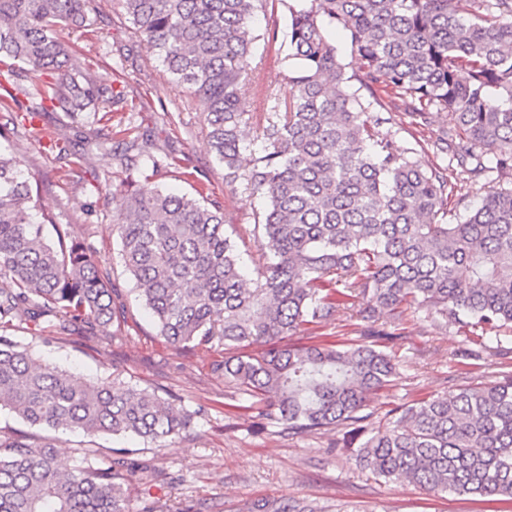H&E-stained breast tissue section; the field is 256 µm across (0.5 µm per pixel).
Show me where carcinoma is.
Segmentation results:
<instances>
[{"mask_svg": "<svg viewBox=\"0 0 512 512\" xmlns=\"http://www.w3.org/2000/svg\"><path fill=\"white\" fill-rule=\"evenodd\" d=\"M269 0H124L135 33L157 52L175 86L197 101L224 184L245 180L266 198L255 233L264 250L257 279L241 272L224 234V207L149 181L127 183L115 228L125 271L174 346L219 345L212 372L246 395L257 426L296 433L364 430L365 395L395 381L398 363L369 329L363 342L290 343L306 323L349 312L373 323L406 304L474 328L512 327V188H486L512 169V0H277L288 42L287 89L267 93L260 155L242 171L240 137L257 60L253 19ZM91 0H0V90L35 74L46 89L24 109L90 118V105L124 100L86 78L57 27H83ZM347 34L363 63L351 89L336 46ZM423 118L450 111L454 126L434 147L469 175L477 204L448 222V176L423 168L379 130L390 108L381 94ZM0 125V409L44 431L88 437L134 434L159 450L193 414L116 373L112 385L41 363L12 330L65 340L78 331L113 339L122 315L98 263L67 228L58 245L44 224L20 161ZM125 166L169 159L150 139L114 152ZM268 344L260 353L254 345ZM367 433L355 462L387 482L434 493L512 500V376L431 395ZM57 467L53 439L0 434V512H128L124 473L142 485L151 465L118 449ZM251 512H316L284 498Z\"/></svg>", "mask_w": 512, "mask_h": 512, "instance_id": "cac0c4a2", "label": "carcinoma"}]
</instances>
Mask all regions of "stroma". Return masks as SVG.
Here are the masks:
<instances>
[{"label":"stroma","mask_w":512,"mask_h":512,"mask_svg":"<svg viewBox=\"0 0 512 512\" xmlns=\"http://www.w3.org/2000/svg\"><path fill=\"white\" fill-rule=\"evenodd\" d=\"M91 7L87 26H63L56 35L76 51L92 78L113 80L115 89L124 94L125 109L105 114L91 126L61 112L46 114L37 125L18 126L9 151L39 187L33 218L51 217L47 239L55 240L53 227L61 224L90 247L118 290L116 302L123 305L125 318L114 341L73 336L46 345L22 327L16 335L32 345L43 363L94 383H111L113 371H121L124 380L178 396L194 418L191 427L161 451L135 436L92 439L76 431L54 432L61 467L70 470L81 465L89 448L99 449L103 463L115 448L126 449L132 459L150 462L158 472L151 489L135 479L127 481L131 512H140L147 503L154 505L155 512H247L254 503L281 498L307 501L318 512H512V500L434 494L407 482L379 479L356 464L340 430L295 435L278 427L259 429L246 409L247 398L231 394L223 378L211 370L213 361L223 359V347L186 349L158 335L124 270L112 232L126 205L125 182L146 176L152 184L181 194L205 189L208 198L222 202L224 232L251 279L264 261L252 229L265 199L242 184L225 187L196 101L171 84L149 44L134 34L122 0H93ZM258 52L262 64L249 96L250 118L242 128L243 143L252 155L259 154L263 142L270 106L266 93L283 86L288 73L287 50L280 43L259 42ZM452 126L445 111H433L426 120L397 111L385 129L396 145L413 149L420 164L429 168L447 166V155L438 153L434 143ZM144 133L173 157L189 158L188 174L166 164L132 173L87 144L98 135L121 143ZM44 135L70 141V155L62 159L43 148ZM87 169L96 170L98 180L82 181ZM396 334L391 350L399 362V376L393 385L368 395L370 426H377L387 411L421 398L512 374V328L499 331L503 346L511 350L505 358L474 344L472 327L412 308L404 311Z\"/></svg>","instance_id":"obj_1"}]
</instances>
